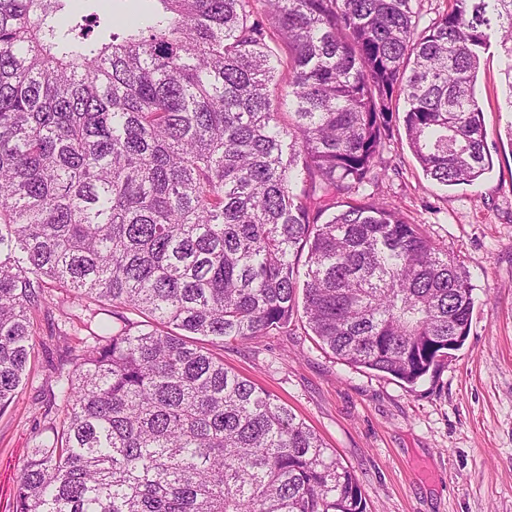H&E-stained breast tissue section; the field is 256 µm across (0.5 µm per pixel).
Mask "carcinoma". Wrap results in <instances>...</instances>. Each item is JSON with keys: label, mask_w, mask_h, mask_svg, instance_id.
I'll return each instance as SVG.
<instances>
[{"label": "carcinoma", "mask_w": 512, "mask_h": 512, "mask_svg": "<svg viewBox=\"0 0 512 512\" xmlns=\"http://www.w3.org/2000/svg\"><path fill=\"white\" fill-rule=\"evenodd\" d=\"M67 2L0 0V413L52 289L89 312L12 512H366L336 451L208 345L300 321L350 365L436 377L468 273L364 190L399 97L426 176L490 169L473 88L494 33L512 108V0L422 29L418 0H155L106 38Z\"/></svg>", "instance_id": "carcinoma-1"}]
</instances>
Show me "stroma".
Instances as JSON below:
<instances>
[{"instance_id":"obj_1","label":"stroma","mask_w":512,"mask_h":512,"mask_svg":"<svg viewBox=\"0 0 512 512\" xmlns=\"http://www.w3.org/2000/svg\"><path fill=\"white\" fill-rule=\"evenodd\" d=\"M491 168L470 185L426 177L392 121L384 157L395 165L380 195L469 273V334L439 377L407 388L322 350L304 329L225 345L226 366L274 394L356 475L367 512H512V112L497 48L475 82ZM31 366L0 414V512H12L47 385L81 335L61 336V309L34 318Z\"/></svg>"}]
</instances>
